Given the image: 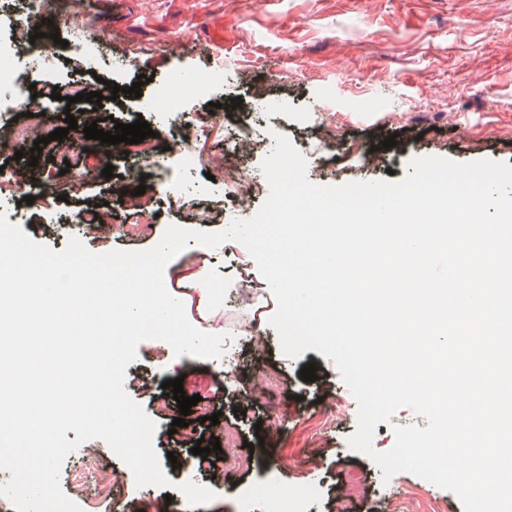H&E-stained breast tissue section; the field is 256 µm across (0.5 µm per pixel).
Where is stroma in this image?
Wrapping results in <instances>:
<instances>
[{
	"instance_id": "35a3bbf8",
	"label": "stroma",
	"mask_w": 512,
	"mask_h": 512,
	"mask_svg": "<svg viewBox=\"0 0 512 512\" xmlns=\"http://www.w3.org/2000/svg\"><path fill=\"white\" fill-rule=\"evenodd\" d=\"M112 17L125 34L122 42L107 44L73 25L61 32L62 44L53 53L38 43L18 49V84L35 86L36 102L49 115L44 133L58 127L52 118L58 102L43 84V71L65 85L83 68L121 87L149 72L155 79L142 85L141 98L127 99L122 106L111 102L110 86L103 89L105 102L97 117L121 123L145 120L154 132L145 146L159 150L177 137L191 142L193 151L182 162L169 160L163 168L150 169L139 196L116 192L127 182L130 158L104 155L95 146L67 156L44 153L31 170L42 178L43 191L27 205L14 195L18 146L10 125L0 126V212L20 213L23 231L54 251L66 248L72 233L64 225L87 196L97 203L99 229L85 241L95 253L150 249L169 225L196 229L200 211L210 217V232L252 218L265 193L246 195L240 183L211 181L206 173L228 161L263 179L261 163L277 132L304 156L309 181L323 185L389 177L398 181L419 156L512 164V0H123ZM205 19L216 23L212 35L222 54L181 44L192 23ZM160 20L170 40L178 43L177 51L156 50L151 28ZM173 80L191 88L179 102L187 123L177 128L146 108L156 83ZM236 97L242 105L229 109ZM460 130L466 132V142H458ZM236 134L244 147L224 158L220 144ZM390 136L395 146L381 148ZM109 164L114 171L106 178L102 171ZM67 166L80 175L82 186L80 195L65 202L52 187ZM242 194L246 202L232 205V198ZM116 209L152 214L156 221L134 233L111 221ZM238 248L235 242L217 249L189 244L164 277L166 288L182 300L198 328H205L210 311L222 316L237 312L244 288L260 311V325L242 321L224 327L236 339L233 371H225L220 359H197L185 391L203 397L222 393L218 411L237 417L241 440L251 444L257 441L256 422L267 413L279 414L286 433L282 447L274 459L253 457L249 469L221 477L197 467L192 447L197 439L219 435L221 428L208 421L196 425L180 445L169 436L172 418L156 413L153 403L163 393L162 383L182 373L188 358L146 340L126 368L124 388L155 422L153 445L173 486H137L133 473L116 458L112 464L122 470L121 481L95 503L81 502L82 512H107L116 499L124 512H161L167 497L177 496L178 484L186 482L216 492L204 512H264V504L251 496L261 482L305 491L302 512H336L345 497L350 512H389L397 499L407 501L411 512H427L429 499L442 512H463L453 493L408 472L384 479L372 460L349 449L347 439L357 427L356 399L336 364L320 352L309 349L295 360L282 354L268 323L275 298L254 259L238 256ZM254 356L280 376L282 393L268 395L255 386L249 365ZM308 363L317 368L316 381L300 378ZM334 402L344 409L331 427L326 416ZM173 451L180 454L176 468L168 459Z\"/></svg>"
}]
</instances>
